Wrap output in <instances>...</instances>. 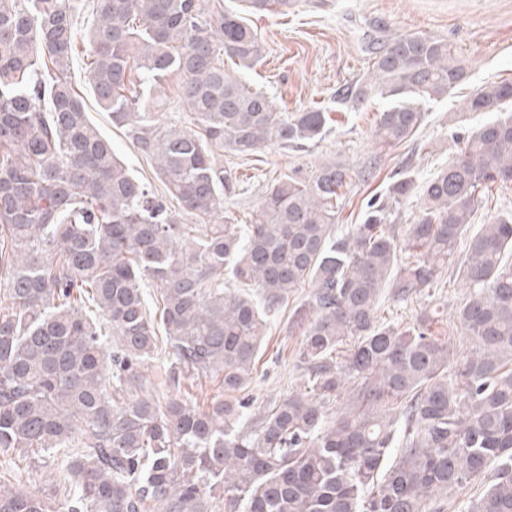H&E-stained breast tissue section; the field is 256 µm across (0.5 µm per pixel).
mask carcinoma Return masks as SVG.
I'll return each mask as SVG.
<instances>
[{
	"label": "carcinoma",
	"mask_w": 512,
	"mask_h": 512,
	"mask_svg": "<svg viewBox=\"0 0 512 512\" xmlns=\"http://www.w3.org/2000/svg\"><path fill=\"white\" fill-rule=\"evenodd\" d=\"M245 2L255 14L293 5ZM92 12L97 103L167 196L129 172L72 86V0H0V512H441L480 478L464 512H512V211L472 228L492 187L512 183V82L466 99L460 111L492 117L423 184L390 182L361 223L336 227L355 176L336 160L275 179L242 226L224 205V152L314 145L329 112L290 115L245 86L263 45L235 11L93 0ZM373 54L336 101H387L381 147L414 136L423 103L466 74L424 34ZM172 85L188 126L159 124ZM415 194L401 233L397 210ZM446 265L465 292L445 321L433 301ZM306 286L288 316L302 385L253 413L237 393L269 314ZM385 291L428 304L388 323ZM192 372L220 378L224 395L201 408ZM31 451L74 479L63 498L17 487L8 455Z\"/></svg>",
	"instance_id": "cac0c4a2"
}]
</instances>
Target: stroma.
Here are the masks:
<instances>
[{
  "label": "stroma",
  "mask_w": 512,
  "mask_h": 512,
  "mask_svg": "<svg viewBox=\"0 0 512 512\" xmlns=\"http://www.w3.org/2000/svg\"><path fill=\"white\" fill-rule=\"evenodd\" d=\"M220 3L244 16L265 47L262 60L245 76L247 86L274 98L285 112L321 106L333 117L323 139L308 150L267 148L248 160L225 154L224 168L233 179L224 190V201L241 221L260 201L268 182L337 158L367 173L353 181L337 218L342 230L360 223L366 201L384 193L393 175L408 169L424 180L455 157L458 134L483 120L479 114L457 113L460 101L486 84L512 81V0H294L285 14H252L243 0ZM394 33H423L447 41L463 58L467 75L447 98L428 103L426 120L413 138L381 148L373 130L382 100L371 98L353 107L337 103L336 92L356 85L370 69L369 40L381 41ZM87 46L85 38H78L72 84L129 171L163 194L153 166L136 150L127 129L113 125L97 104L86 68ZM303 298L300 292L292 295L286 309L270 320L247 390L255 406L269 405L299 382L294 362L300 339L288 335L287 327L289 308Z\"/></svg>",
  "instance_id": "35a3bbf8"
}]
</instances>
